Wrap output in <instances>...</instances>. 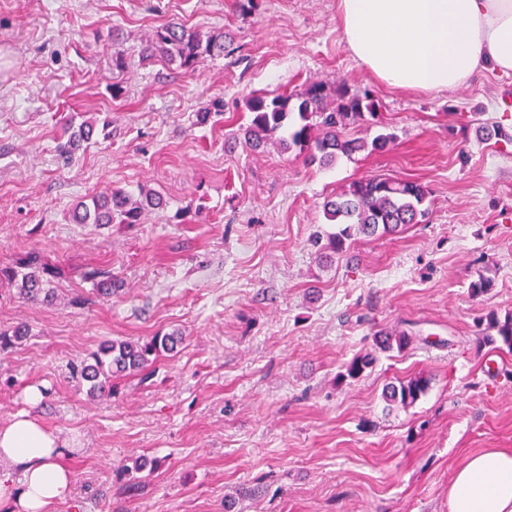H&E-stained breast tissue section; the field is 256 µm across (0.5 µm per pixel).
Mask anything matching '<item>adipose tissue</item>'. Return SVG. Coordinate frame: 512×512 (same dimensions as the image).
Segmentation results:
<instances>
[{
	"label": "adipose tissue",
	"instance_id": "adipose-tissue-1",
	"mask_svg": "<svg viewBox=\"0 0 512 512\" xmlns=\"http://www.w3.org/2000/svg\"><path fill=\"white\" fill-rule=\"evenodd\" d=\"M348 51L399 90L454 88L488 67L512 73V0H339ZM69 444L22 413L0 425V512H54L75 487ZM450 512H512V450L467 457L448 485Z\"/></svg>",
	"mask_w": 512,
	"mask_h": 512
}]
</instances>
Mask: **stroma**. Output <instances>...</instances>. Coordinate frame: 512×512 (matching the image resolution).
Segmentation results:
<instances>
[{
	"label": "stroma",
	"instance_id": "35a3bbf8",
	"mask_svg": "<svg viewBox=\"0 0 512 512\" xmlns=\"http://www.w3.org/2000/svg\"><path fill=\"white\" fill-rule=\"evenodd\" d=\"M337 10L0 0V265L34 253L55 271L47 302L0 284V328L29 330L0 350V424L29 413L74 446L75 491L55 512H224L228 497L238 512H448L464 459L512 448V352L483 344L476 323L512 311V74L392 89L347 50ZM169 23L223 31V55L191 75L142 60ZM314 84L371 91L394 146L327 167L246 146L249 96ZM75 114L109 118L111 135L64 160L55 146ZM495 125L502 135L482 140ZM374 176L423 183L428 216L318 252L325 198ZM111 189L165 204L136 224L73 223L79 200ZM93 269L110 273L111 297L85 280ZM481 274L492 286L470 298ZM379 330L413 341L338 381ZM168 332L184 338L177 352L112 397L91 399L69 374L104 341ZM417 374L430 388L413 406L384 401ZM141 458L161 466L116 478Z\"/></svg>",
	"mask_w": 512,
	"mask_h": 512
}]
</instances>
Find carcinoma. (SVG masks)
<instances>
[{
    "label": "carcinoma",
    "mask_w": 512,
    "mask_h": 512,
    "mask_svg": "<svg viewBox=\"0 0 512 512\" xmlns=\"http://www.w3.org/2000/svg\"><path fill=\"white\" fill-rule=\"evenodd\" d=\"M224 54V32L206 35L189 32L181 26L163 25L157 28L142 50V58L160 57L176 62L187 73L195 72L208 57ZM249 123L244 142L256 150L272 141L290 150L296 148L306 161L328 165L340 156L350 157L362 151L380 152L390 148L395 135L382 132L367 142L348 138L345 130L352 125L376 123L380 102L370 91L351 93L340 90L334 98L324 93L320 84L301 94L253 95L246 101ZM96 121L85 119L77 126L68 121L64 133L68 138L57 142L56 151L63 159L71 157L82 141L92 138ZM430 196L426 186L403 180L369 177L353 182L348 189L323 203L325 219L336 230L318 234L314 245L325 252L341 254L359 235L382 236L396 232L406 224H417L428 215L425 203ZM163 205L162 197L154 192H141V199L131 200L121 190L93 196L75 204L72 217L77 224H137L142 210ZM52 269L33 257L15 267L0 268V280L17 287L21 298L28 301L47 300L53 296L48 288ZM487 322L483 342L501 344L512 351V312L503 315L488 311L479 322ZM182 337L176 333L155 335L142 341H105L91 355L90 362L71 366V376L87 386L92 398L113 393L109 378L116 375L143 373L163 354L175 352ZM376 347L384 352L406 349L412 342L405 332L380 331L374 335ZM370 355L355 356L342 366L338 380H358L372 367ZM429 388V379L415 375L392 385L385 399L403 407L414 405Z\"/></svg>",
    "instance_id": "1"
}]
</instances>
